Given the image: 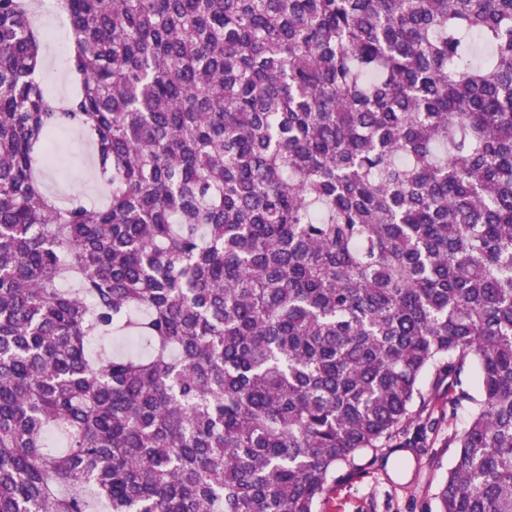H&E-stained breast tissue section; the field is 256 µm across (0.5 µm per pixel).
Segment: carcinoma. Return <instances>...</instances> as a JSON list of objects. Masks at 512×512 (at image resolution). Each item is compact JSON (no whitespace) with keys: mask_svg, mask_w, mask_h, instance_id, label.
Listing matches in <instances>:
<instances>
[{"mask_svg":"<svg viewBox=\"0 0 512 512\" xmlns=\"http://www.w3.org/2000/svg\"><path fill=\"white\" fill-rule=\"evenodd\" d=\"M34 2L0 0V512H316L469 359L440 512H512V0H56L62 101ZM62 128L97 206L41 189ZM35 27L43 36L40 55L45 86L55 97L65 99L72 90L67 55L72 41L69 24L55 14L42 12L35 18Z\"/></svg>","mask_w":512,"mask_h":512,"instance_id":"1","label":"carcinoma"}]
</instances>
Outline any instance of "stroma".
I'll list each match as a JSON object with an SVG mask.
<instances>
[{"mask_svg": "<svg viewBox=\"0 0 512 512\" xmlns=\"http://www.w3.org/2000/svg\"><path fill=\"white\" fill-rule=\"evenodd\" d=\"M35 27L43 34L40 55L45 86L55 97L67 98L72 90L69 24L44 12L36 16ZM50 152L55 162L41 172L46 193L62 200L77 195L87 201H102L103 193L93 175L91 148L80 132L57 133ZM420 389L426 404L415 408L396 447L367 451L354 466L337 468L317 512H439L437 493L458 452L455 437L470 416L469 403L459 401L458 396L463 392L479 394L477 367L466 363L456 378L428 370Z\"/></svg>", "mask_w": 512, "mask_h": 512, "instance_id": "35a3bbf8", "label": "stroma"}]
</instances>
